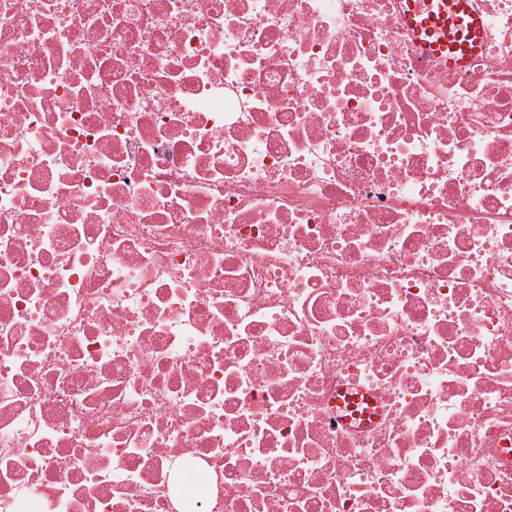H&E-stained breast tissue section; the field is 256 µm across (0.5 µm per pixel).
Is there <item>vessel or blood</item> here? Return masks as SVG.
<instances>
[{
	"label": "vessel or blood",
	"instance_id": "b4317fda",
	"mask_svg": "<svg viewBox=\"0 0 512 512\" xmlns=\"http://www.w3.org/2000/svg\"><path fill=\"white\" fill-rule=\"evenodd\" d=\"M404 16L420 48L463 68L482 41V21L471 0H403Z\"/></svg>",
	"mask_w": 512,
	"mask_h": 512
}]
</instances>
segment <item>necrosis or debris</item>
<instances>
[{
    "instance_id": "1",
    "label": "necrosis or debris",
    "mask_w": 512,
    "mask_h": 512,
    "mask_svg": "<svg viewBox=\"0 0 512 512\" xmlns=\"http://www.w3.org/2000/svg\"><path fill=\"white\" fill-rule=\"evenodd\" d=\"M0 0V512H512V0ZM404 16L419 47L453 68H463L482 41V21L471 9V0H403ZM450 21L466 30L463 41L448 36Z\"/></svg>"
}]
</instances>
